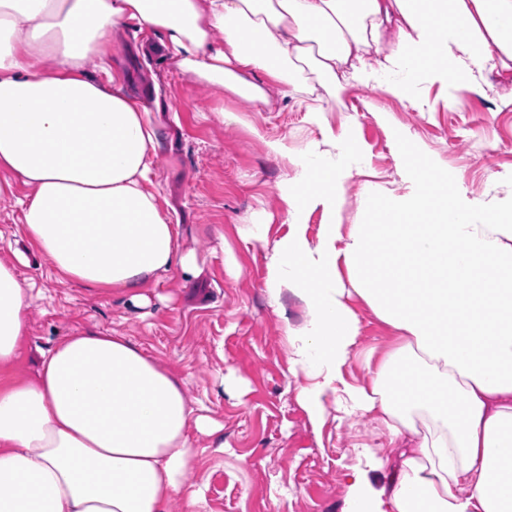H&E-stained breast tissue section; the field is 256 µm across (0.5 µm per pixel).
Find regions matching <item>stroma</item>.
<instances>
[{"instance_id":"1","label":"stroma","mask_w":512,"mask_h":512,"mask_svg":"<svg viewBox=\"0 0 512 512\" xmlns=\"http://www.w3.org/2000/svg\"><path fill=\"white\" fill-rule=\"evenodd\" d=\"M161 33L129 25L101 68L122 77L125 92L140 99L156 133L154 183L181 251L194 253L193 273L172 272L148 289L149 305L121 294L71 285L32 251L14 198L0 199V258L12 261L32 292L28 336L11 374L32 376L42 351L81 331L113 333L140 344L158 365L184 382L190 402H202L221 430L193 435L198 455L188 487L200 491L199 512H342L344 473L355 449L377 444L376 423L363 418L313 427L298 399L305 376L289 363L287 327H300L306 306L283 290L279 307L265 292L266 257L288 231L279 187L294 174L293 159L324 134L352 132L362 158L340 194L338 221L365 223V198L384 200L404 191L400 172L424 155L455 175L469 197H482L512 180V105H503V78L492 91H464L446 103L436 86L414 100L351 85L325 95L322 125L310 123L295 97L275 96L271 111L251 112L179 72ZM242 121L223 124L220 110ZM282 139L284 156L265 143ZM266 216L265 242L246 236ZM346 303L361 321L345 377L369 379L366 358L381 360L395 346L393 330L358 295Z\"/></svg>"}]
</instances>
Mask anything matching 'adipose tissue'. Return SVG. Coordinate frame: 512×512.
Masks as SVG:
<instances>
[{
  "mask_svg": "<svg viewBox=\"0 0 512 512\" xmlns=\"http://www.w3.org/2000/svg\"><path fill=\"white\" fill-rule=\"evenodd\" d=\"M164 32L183 74L246 100L300 94L303 74L402 99L414 87L486 93L512 74V0H0V195L17 196L30 245L80 288L147 304L145 288L196 268L153 188L155 131L142 102L86 76L129 24ZM265 82H256V75ZM362 151L350 133L313 143L280 189L290 224L268 257L271 303L297 285L307 307L287 332L300 402L323 425L375 416L387 444L364 445L343 512H512V188L468 198L427 157L373 223L336 222ZM321 209L325 231L307 236ZM356 293L395 331L367 385L347 382L360 321ZM28 288L0 260V512H169L212 434L180 377L129 337L78 333L12 379ZM386 444V445H387ZM385 481L374 487L371 476Z\"/></svg>",
  "mask_w": 512,
  "mask_h": 512,
  "instance_id": "1",
  "label": "adipose tissue"
}]
</instances>
